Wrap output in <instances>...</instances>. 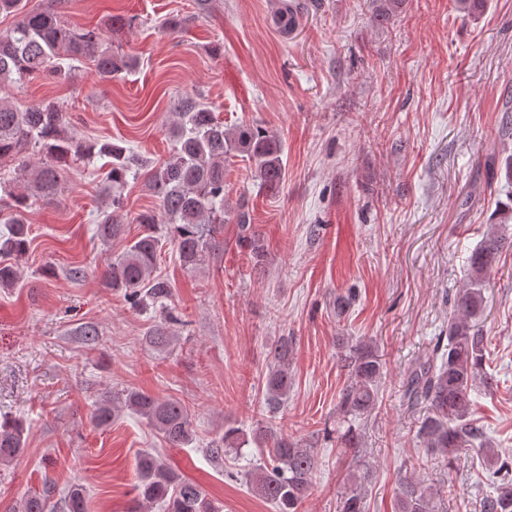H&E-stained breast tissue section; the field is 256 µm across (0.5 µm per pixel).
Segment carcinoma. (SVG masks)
I'll list each match as a JSON object with an SVG mask.
<instances>
[{
  "instance_id": "obj_1",
  "label": "carcinoma",
  "mask_w": 512,
  "mask_h": 512,
  "mask_svg": "<svg viewBox=\"0 0 512 512\" xmlns=\"http://www.w3.org/2000/svg\"><path fill=\"white\" fill-rule=\"evenodd\" d=\"M15 18L0 30V160L16 159L18 169L30 180L25 189L9 190L8 210H0V286L18 283V270L4 261L26 253L29 246L27 209L29 199H56L63 189L60 169L71 160L91 162L108 159L112 199L96 226L104 242L121 240L128 223L123 189L129 179L145 177V184L158 202V210L141 213L136 223L141 233L127 242L123 251L107 264L106 285L124 292L136 307L149 300L164 304L163 320L147 333L156 348L170 344V324L178 321L172 308L167 279L156 275L161 241L175 251L180 264L195 272L206 266L223 249L216 238V225L235 224L238 242L250 251L254 265L266 257L264 243L256 234L249 199L242 195L235 207L224 205L226 167L240 157L250 163L258 188L277 194L285 180L283 145L280 137L261 124L224 125L200 97L187 94L178 99L168 127L175 142L169 158L155 164L141 159L133 150L110 140L87 142L78 137L66 113L56 102L20 107L10 98L11 89L29 77L49 73L58 79L71 77L75 63L87 60L104 80L130 73L137 59L102 47L103 36L95 29L75 31L59 20L54 8L29 9L25 0H0V14ZM301 13L298 0H274L275 20L287 19L281 32L294 28ZM503 237L486 234L468 259L466 285L453 298L454 317L448 325V348L436 349L408 375L406 393L412 403L428 405L418 436L433 453L451 454L461 448H477L486 470L492 473L493 492L482 500L481 512H512V463L499 458L487 446L483 426L474 419L471 398L476 382L491 384L487 375L484 336L476 321L484 312V286L495 265ZM292 347L283 337L271 347L270 368L265 377L266 412L276 414L288 397L292 384ZM338 362L346 372L339 393L336 423L323 429V438L333 441L341 452L363 447V434L356 421L370 414L379 400L383 365L377 346L366 340L342 339ZM123 409L133 412L159 434L171 448H182L194 440L193 422L185 405L161 399L143 390L112 391L103 395L91 413L95 424L107 426ZM24 423L7 418L0 421V463H8L24 448ZM253 443L269 449L268 460L251 472L249 483L277 512H300L313 473L318 467L314 449L304 448L279 435L273 425L258 427ZM240 431H224L211 444L209 453L221 458L238 451ZM371 483L370 465L354 461L347 487L337 499L336 512H365L364 502ZM133 490L138 505L158 503L164 512H219L209 494L198 484L180 477L148 451L136 456ZM56 488L21 499L14 512H55ZM432 488L411 474L402 479L397 512H428ZM62 512H86L83 485L71 484L59 494Z\"/></svg>"
}]
</instances>
